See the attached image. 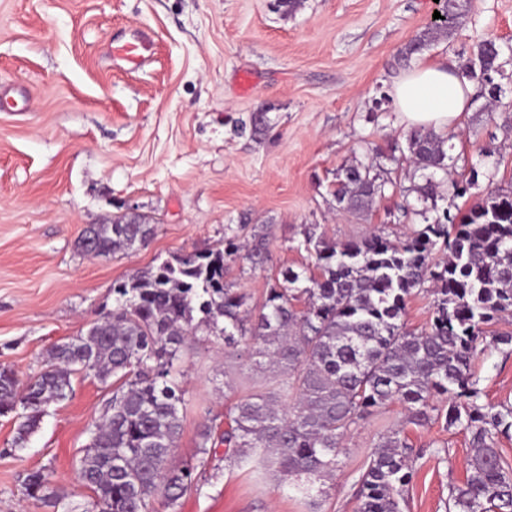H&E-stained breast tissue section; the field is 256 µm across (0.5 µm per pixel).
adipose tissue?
Here are the masks:
<instances>
[{"label": "adipose tissue", "mask_w": 512, "mask_h": 512, "mask_svg": "<svg viewBox=\"0 0 512 512\" xmlns=\"http://www.w3.org/2000/svg\"><path fill=\"white\" fill-rule=\"evenodd\" d=\"M472 85L443 62L418 59L393 82L390 96L408 125L450 132L471 106Z\"/></svg>", "instance_id": "ef3b65f1"}]
</instances>
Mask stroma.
<instances>
[{"mask_svg": "<svg viewBox=\"0 0 512 512\" xmlns=\"http://www.w3.org/2000/svg\"><path fill=\"white\" fill-rule=\"evenodd\" d=\"M433 9V0H301L290 13L277 0H0V364L22 380L36 375L53 345L111 309L114 283L228 236L269 234L266 268L240 254L226 260V282L256 311L280 269L313 265L306 231L339 243L410 235L418 219L405 213V194L386 189L360 216L341 210L330 186L366 141L403 180L393 149L410 127L393 104L377 111L373 102L403 71L405 46ZM136 30L153 35L154 52L132 70L112 43ZM487 37L512 45V0H471L463 25L423 55L459 63ZM482 105L457 119L453 143L461 171L483 145L496 147L494 175L479 177L483 194L512 188V92L495 112ZM261 107L268 129L255 135L250 117ZM131 212L154 224L148 246L98 258L79 249L89 225ZM182 371L179 463L197 461L205 419H223L246 396L241 380L264 378L213 336L197 338ZM475 371L483 401L512 403L506 347L479 352ZM72 383L73 396L50 406L21 452L16 423L0 416V512H50L22 494L26 474L43 467L66 503L90 501L76 468L112 390L80 375ZM391 429L424 451L407 512H445L449 486L466 476L469 438L441 418L408 423L397 401L345 435L340 466L319 482V512H355L359 475ZM206 472L178 512H310L261 465L228 469L219 451Z\"/></svg>", "mask_w": 512, "mask_h": 512, "instance_id": "35a3bbf8", "label": "stroma"}]
</instances>
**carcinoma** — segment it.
<instances>
[{"mask_svg":"<svg viewBox=\"0 0 512 512\" xmlns=\"http://www.w3.org/2000/svg\"><path fill=\"white\" fill-rule=\"evenodd\" d=\"M447 2L456 27L467 6ZM451 27L424 30L404 59L449 36ZM511 55V45L483 39L459 73L497 102L506 92L497 68ZM449 141L432 128L406 135L408 192L421 203L413 209L421 224L405 241L371 233L338 245L308 231L304 248L314 266L280 271L282 280L255 315L247 295L224 281V259L240 249L235 236L224 238L222 248L176 254L115 283L112 310L54 345L43 371L23 383L0 367V416L18 421L14 449L24 448L50 405L68 399L73 374L110 382L112 397L89 428L77 469L93 493L82 512H178L183 496L201 489L203 472L174 464L184 404L176 374L183 351L204 333L230 348L244 345L243 353L276 381L230 407L220 436L214 423L204 424L200 453L222 445L229 467L261 457L297 495L311 498L314 478L341 463V440L351 426L395 400L410 423L425 425L442 397L446 423L469 434L471 449L463 485L450 489L448 512H512V467L504 466L494 440L512 430V405L483 403L473 366L479 345H512V334L492 330L512 316V191L477 197L458 221L438 207L436 176L454 166ZM378 153L371 146L364 159L337 170L331 194L341 209L367 213L387 187L399 188L370 158ZM478 177L473 167L448 188L462 197ZM154 234L141 216L125 214L90 225L79 247L104 257L144 246ZM437 249L445 261H435ZM246 257L252 268L264 266L267 235L253 233ZM427 283L435 296L432 319L416 333L406 327V306ZM413 460L401 432L387 433L358 481L356 512H405ZM23 495L52 512H76L62 502L46 467L27 474Z\"/></svg>","mask_w":512,"mask_h":512,"instance_id":"carcinoma-1","label":"carcinoma"}]
</instances>
